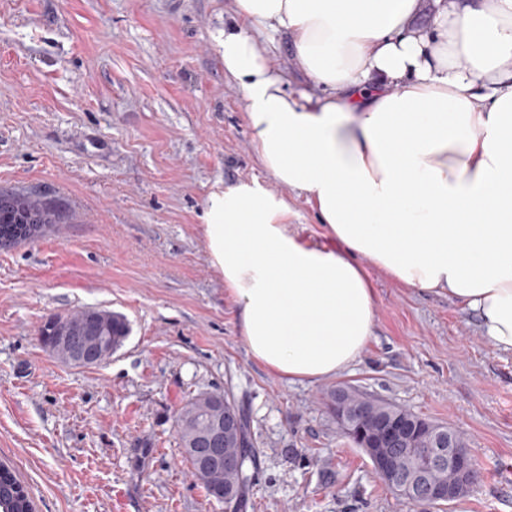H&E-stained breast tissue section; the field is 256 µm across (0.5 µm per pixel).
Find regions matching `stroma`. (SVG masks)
Instances as JSON below:
<instances>
[{
	"mask_svg": "<svg viewBox=\"0 0 512 512\" xmlns=\"http://www.w3.org/2000/svg\"><path fill=\"white\" fill-rule=\"evenodd\" d=\"M233 0H0V188L69 214L0 252V462L35 512H224L176 432L188 399L223 392L250 419L247 512H417L340 431L327 396L357 390L461 432L481 473L429 512H512V353L445 296L374 273V333L335 379L291 382L253 361L201 228L212 192L252 179L321 231L263 169L224 73ZM293 92L292 42L261 31ZM107 308L129 333L90 367L41 344L52 317Z\"/></svg>",
	"mask_w": 512,
	"mask_h": 512,
	"instance_id": "stroma-1",
	"label": "stroma"
}]
</instances>
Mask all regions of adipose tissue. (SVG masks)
I'll return each mask as SVG.
<instances>
[{
	"mask_svg": "<svg viewBox=\"0 0 512 512\" xmlns=\"http://www.w3.org/2000/svg\"><path fill=\"white\" fill-rule=\"evenodd\" d=\"M234 7L224 72L264 169L322 227L299 232L256 180L211 195L203 241L249 356L292 382L351 368L373 336L376 270L448 297L512 352V0ZM257 26L292 37L312 92H289Z\"/></svg>",
	"mask_w": 512,
	"mask_h": 512,
	"instance_id": "ef3b65f1",
	"label": "adipose tissue"
}]
</instances>
